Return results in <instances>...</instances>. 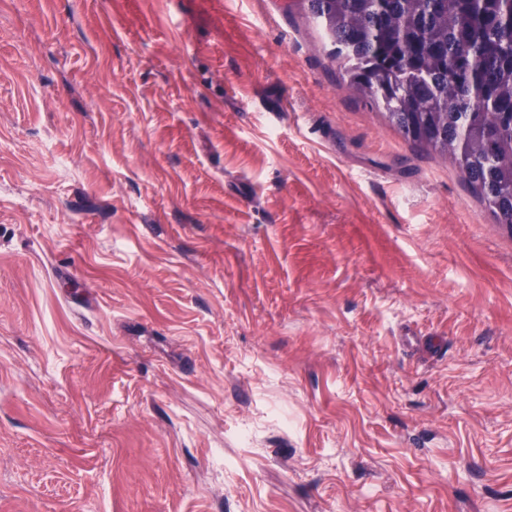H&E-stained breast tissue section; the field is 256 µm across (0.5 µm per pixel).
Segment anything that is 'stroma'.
Returning <instances> with one entry per match:
<instances>
[{
    "mask_svg": "<svg viewBox=\"0 0 512 512\" xmlns=\"http://www.w3.org/2000/svg\"><path fill=\"white\" fill-rule=\"evenodd\" d=\"M0 512H512V230L300 0H0Z\"/></svg>",
    "mask_w": 512,
    "mask_h": 512,
    "instance_id": "35a3bbf8",
    "label": "stroma"
}]
</instances>
